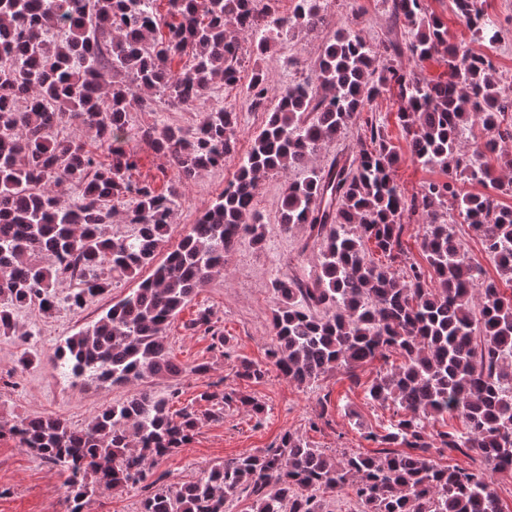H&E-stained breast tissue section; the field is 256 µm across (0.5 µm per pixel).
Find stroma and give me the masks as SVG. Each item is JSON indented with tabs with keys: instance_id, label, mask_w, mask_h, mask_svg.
I'll return each instance as SVG.
<instances>
[{
	"instance_id": "35a3bbf8",
	"label": "stroma",
	"mask_w": 512,
	"mask_h": 512,
	"mask_svg": "<svg viewBox=\"0 0 512 512\" xmlns=\"http://www.w3.org/2000/svg\"><path fill=\"white\" fill-rule=\"evenodd\" d=\"M327 23L322 30L292 32L285 44L257 57L252 53L253 38L238 36L242 59L236 85L213 84L208 92L211 105L235 108L239 114L240 150H247L265 125L268 114L254 111L247 100V86L253 69H262L276 86L312 77L311 66L329 35L342 28L362 32L373 45L388 41L406 43L403 25L395 23L385 0H325ZM484 10L495 21L500 40L486 53L503 78H512V0H485ZM296 65H289V58ZM395 96L377 97L335 142L322 149L318 165L333 158L353 157L365 139V122L373 118L395 144L402 160L394 178L405 195L418 192L423 184L442 179L436 169L412 163L409 147L398 122ZM199 110L173 108L157 99L153 110L132 109L129 136L125 144L137 165L131 170L133 181L147 183L164 192L176 187L179 198L165 250H172L223 192L238 168V157L225 159L223 166L203 172L195 180L173 185V172L167 158L139 136L141 127L173 125L194 126ZM298 172L279 173L263 178L256 193V209L265 226L263 242L254 243L241 236L224 270L200 288L192 300L169 323L166 336L170 353L184 372L176 377H147L124 387H99L74 380L53 368L50 358L64 339L95 321L113 303L128 295L138 282L117 279L110 291L93 299L84 309L73 312L62 308L44 314L37 308L18 313L20 325L33 332L38 359L24 372L15 369L21 346L14 337L0 335V421L18 416L42 415L65 420L74 428L87 426L103 408L122 402L148 390L161 395L174 394L172 410L189 406L198 411L201 422L193 439L178 452L163 459L154 469L165 484H183L198 480L204 471L225 460L254 453L279 444L284 433L301 435L312 446L332 457L352 453H375L376 444L369 432H382L396 417L393 407L366 398L365 385L386 369L383 359H375L358 370L359 384H352L343 371L329 373L316 386L303 388L272 371L260 382L250 383L236 375L241 360L266 363L273 343L274 278H288L316 271L319 253L305 247V230L297 228L282 233L277 223L282 195L288 182L298 179ZM209 310L215 330L224 342L213 340L203 329L192 328L199 311ZM237 389L258 401L263 414L237 407L224 411L203 401L202 393L214 386ZM326 412L328 422L319 429L309 427V420ZM65 477L55 467L36 461L33 455L7 436L0 437V512H65Z\"/></svg>"
}]
</instances>
